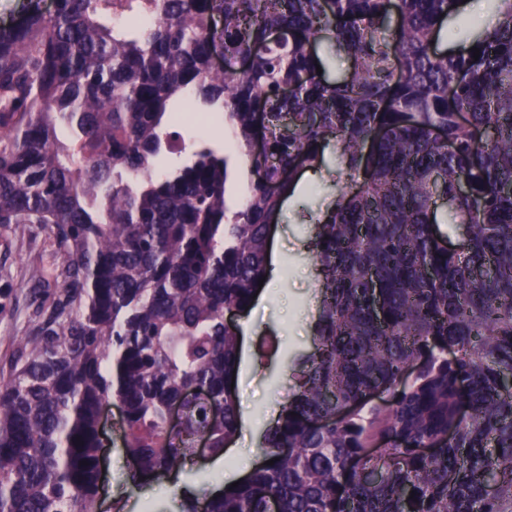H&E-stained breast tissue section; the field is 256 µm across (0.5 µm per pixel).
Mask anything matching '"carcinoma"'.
<instances>
[{"mask_svg": "<svg viewBox=\"0 0 512 512\" xmlns=\"http://www.w3.org/2000/svg\"><path fill=\"white\" fill-rule=\"evenodd\" d=\"M487 2L495 22L460 43L477 59L436 48L463 0H27L0 27V224L51 225L64 258L63 297L0 385V512H99L114 401L136 488L201 439L224 455V312L252 306L282 203L331 141L338 194L308 215L312 348L261 461L182 512H512V0ZM326 36L349 75L328 76ZM188 100L224 114L248 166L233 211L209 142L155 171L184 150ZM442 224L467 229L460 249Z\"/></svg>", "mask_w": 512, "mask_h": 512, "instance_id": "cac0c4a2", "label": "carcinoma"}]
</instances>
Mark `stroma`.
Listing matches in <instances>:
<instances>
[{
    "instance_id": "obj_1",
    "label": "stroma",
    "mask_w": 512,
    "mask_h": 512,
    "mask_svg": "<svg viewBox=\"0 0 512 512\" xmlns=\"http://www.w3.org/2000/svg\"><path fill=\"white\" fill-rule=\"evenodd\" d=\"M335 196L325 168L309 170L283 205L272 233L271 253L281 287L266 305L251 307L237 320L252 330L244 341L246 354L235 383L239 430L223 456L196 459L177 481L160 480L134 488L126 481L120 414L109 412L102 491L105 512H180L182 488L202 497L217 483L240 480L251 471L260 458L262 431L277 415L292 385L288 367L311 344L316 271L307 250L310 226L303 214L325 210ZM62 264L51 225L0 224V381L10 378L20 343L34 334L60 297L61 282L50 273ZM265 336L274 337L277 352L262 359L256 344Z\"/></svg>"
}]
</instances>
